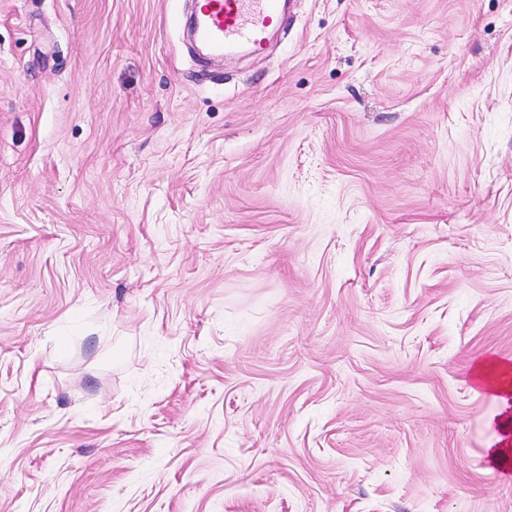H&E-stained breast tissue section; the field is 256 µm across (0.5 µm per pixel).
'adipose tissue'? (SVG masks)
Returning <instances> with one entry per match:
<instances>
[{
	"instance_id": "adipose-tissue-1",
	"label": "adipose tissue",
	"mask_w": 512,
	"mask_h": 512,
	"mask_svg": "<svg viewBox=\"0 0 512 512\" xmlns=\"http://www.w3.org/2000/svg\"><path fill=\"white\" fill-rule=\"evenodd\" d=\"M471 378L501 402L499 445L490 450L489 458L494 465L503 466L512 461V364L495 358L479 360L471 370Z\"/></svg>"
}]
</instances>
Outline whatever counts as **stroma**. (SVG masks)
<instances>
[{
	"mask_svg": "<svg viewBox=\"0 0 512 512\" xmlns=\"http://www.w3.org/2000/svg\"><path fill=\"white\" fill-rule=\"evenodd\" d=\"M0 0V512H512V0ZM198 36L211 50L249 45L262 50L282 22L279 0H198ZM471 379L479 387L495 394L502 406V415L498 419V448H490L489 458L494 465L501 467L509 462L512 454V375L511 366L506 361L485 358L477 361L471 370ZM510 436V437H509Z\"/></svg>",
	"mask_w": 512,
	"mask_h": 512,
	"instance_id": "35a3bbf8",
	"label": "stroma"
}]
</instances>
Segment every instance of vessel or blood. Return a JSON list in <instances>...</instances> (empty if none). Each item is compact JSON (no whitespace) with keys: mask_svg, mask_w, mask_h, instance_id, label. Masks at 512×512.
Masks as SVG:
<instances>
[{"mask_svg":"<svg viewBox=\"0 0 512 512\" xmlns=\"http://www.w3.org/2000/svg\"><path fill=\"white\" fill-rule=\"evenodd\" d=\"M198 36L211 50L247 45L263 49L282 22L279 0H197Z\"/></svg>","mask_w":512,"mask_h":512,"instance_id":"vessel-or-blood-1","label":"vessel or blood"}]
</instances>
